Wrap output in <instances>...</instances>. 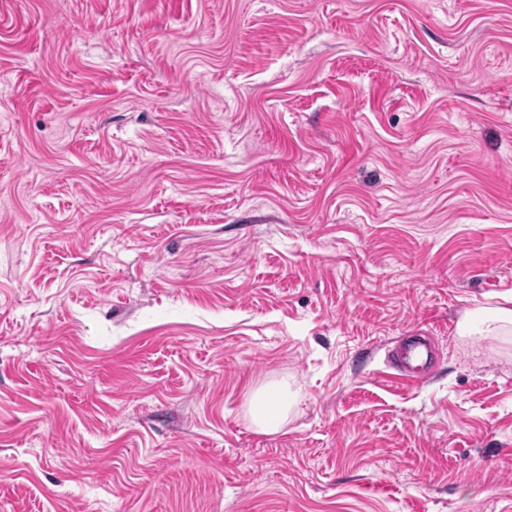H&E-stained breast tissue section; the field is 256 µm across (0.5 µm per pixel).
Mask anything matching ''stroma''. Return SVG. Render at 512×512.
I'll use <instances>...</instances> for the list:
<instances>
[{
    "label": "stroma",
    "mask_w": 512,
    "mask_h": 512,
    "mask_svg": "<svg viewBox=\"0 0 512 512\" xmlns=\"http://www.w3.org/2000/svg\"><path fill=\"white\" fill-rule=\"evenodd\" d=\"M511 296L512 0H0V512H512ZM438 354L428 337L404 342L392 354V364L401 375L418 382L431 370ZM288 414V405L276 388L265 386L252 397L249 407L250 422L258 431L276 433Z\"/></svg>",
    "instance_id": "stroma-1"
}]
</instances>
